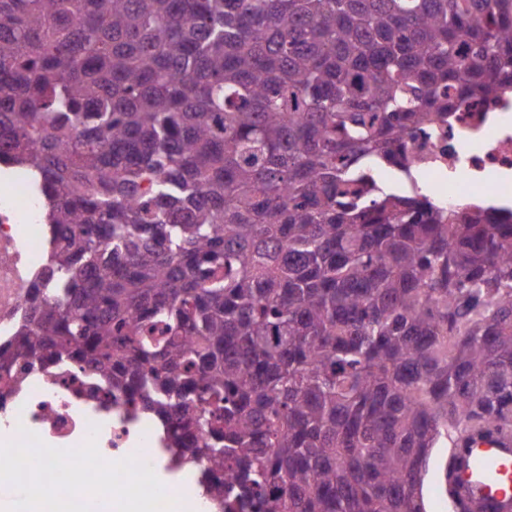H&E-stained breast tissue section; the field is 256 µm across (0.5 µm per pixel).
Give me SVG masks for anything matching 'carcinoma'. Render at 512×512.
<instances>
[{"instance_id":"cac0c4a2","label":"carcinoma","mask_w":512,"mask_h":512,"mask_svg":"<svg viewBox=\"0 0 512 512\" xmlns=\"http://www.w3.org/2000/svg\"><path fill=\"white\" fill-rule=\"evenodd\" d=\"M512 94V0H0V164L46 259L0 379L88 369L211 512H424L512 437V213L378 190ZM450 439L441 438L438 445L433 448L429 470L424 480V497L427 512H454L448 495L442 488V473L445 459L450 447Z\"/></svg>"}]
</instances>
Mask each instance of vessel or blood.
<instances>
[{
  "label": "vessel or blood",
  "mask_w": 512,
  "mask_h": 512,
  "mask_svg": "<svg viewBox=\"0 0 512 512\" xmlns=\"http://www.w3.org/2000/svg\"><path fill=\"white\" fill-rule=\"evenodd\" d=\"M462 478L467 495L485 512L512 508V446L479 443L467 448Z\"/></svg>",
  "instance_id": "vessel-or-blood-1"
}]
</instances>
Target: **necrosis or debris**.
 <instances>
[{
	"instance_id": "obj_1",
	"label": "necrosis or debris",
	"mask_w": 512,
	"mask_h": 512,
	"mask_svg": "<svg viewBox=\"0 0 512 512\" xmlns=\"http://www.w3.org/2000/svg\"><path fill=\"white\" fill-rule=\"evenodd\" d=\"M402 150L411 167L409 188H430L436 206H512V99L453 113L436 128L408 135ZM11 185L0 200V339L9 335L43 260L44 227L36 222L24 174L16 173ZM24 378L20 386L0 384V426L9 433L22 426L43 442L67 448L92 435L106 461L134 455L156 466L153 423L117 411L103 415L99 402L88 397L96 385L91 376L72 367L59 375L29 371Z\"/></svg>"
}]
</instances>
